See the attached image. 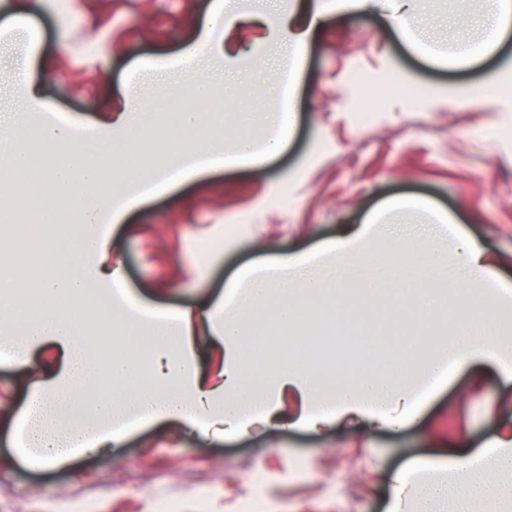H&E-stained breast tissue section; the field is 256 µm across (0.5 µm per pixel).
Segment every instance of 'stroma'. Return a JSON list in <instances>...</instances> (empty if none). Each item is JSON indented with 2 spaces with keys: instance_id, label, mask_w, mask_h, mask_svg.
Returning a JSON list of instances; mask_svg holds the SVG:
<instances>
[{
  "instance_id": "stroma-1",
  "label": "stroma",
  "mask_w": 512,
  "mask_h": 512,
  "mask_svg": "<svg viewBox=\"0 0 512 512\" xmlns=\"http://www.w3.org/2000/svg\"><path fill=\"white\" fill-rule=\"evenodd\" d=\"M0 0V20L25 9L36 33L0 30V139L24 140L39 121L87 123L125 105L130 84L158 96L161 86L209 82L223 96L239 81L229 112L292 108L294 136L265 169L228 168L195 177L126 212L113 225L112 249L125 261L127 288L151 309L194 307L224 292L230 276L256 258L309 250L357 224L379 204L429 202L504 259L512 283V91L472 99L468 88L512 77V36L498 54L471 68L436 65L451 55L449 13L480 21L487 0H419L408 21L411 48L384 10L352 13L346 0H322L326 23L292 68L287 41L272 23L296 13V0H231L241 21L232 51L183 67L180 51L203 26L211 0ZM42 80L49 111L18 109L13 82L26 58ZM146 62L135 70V62ZM288 77L290 98L272 77ZM374 108L372 123L357 113ZM212 254L209 268L194 258ZM482 386L472 390L474 375ZM30 382L0 360V512H53L58 500H99L101 512H150L153 497L175 494L195 512L208 488L212 512H234L254 473L267 476L269 512H385L386 477L406 461L440 455L448 437L479 447L512 418V383L489 366L456 375L427 403L422 418L399 430L335 427L325 438L278 423L251 426L216 441L165 426L132 430L118 446L61 468L34 471L16 440ZM307 476L297 477L296 464Z\"/></svg>"
}]
</instances>
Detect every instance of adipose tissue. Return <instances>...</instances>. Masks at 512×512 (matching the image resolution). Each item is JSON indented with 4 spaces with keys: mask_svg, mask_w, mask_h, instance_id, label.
<instances>
[{
    "mask_svg": "<svg viewBox=\"0 0 512 512\" xmlns=\"http://www.w3.org/2000/svg\"><path fill=\"white\" fill-rule=\"evenodd\" d=\"M481 26L485 33L476 42L468 31L458 32V50L448 66H471L497 53L512 34V0H491ZM227 30L224 0H213L200 33L183 51V62L193 64L212 49L214 35ZM211 93L205 82L179 90L178 136L149 138L135 130L151 126L153 114L141 95L128 91L126 110L101 120L104 126L131 131L108 154L77 142L69 122L42 125L40 142L53 152L41 179L49 190L47 200L40 202L35 219L24 224L8 206L0 207V229L20 232L16 247L42 238L61 257L56 271L39 286L35 314L17 301L13 280L0 277V319L21 330L0 338V346L23 349L16 364L26 375L32 372L27 351L39 347L45 355V371L34 383L27 409L32 421L22 461L28 468L61 467L76 455L105 451L125 437L121 423L128 419L139 427L169 423L220 440L244 434L256 420L321 431L357 418L372 428L396 429L412 422L455 373L483 364L512 382V356L505 352L512 343V284L499 279L496 256L436 210L430 213L433 234L383 238L392 215L408 207L405 199L385 202L361 224L314 250L267 256L240 267L226 282L223 299L212 306L134 315L123 264L110 258L109 239L97 227V210L86 212L76 245L59 238V231L72 223L68 203L77 196L112 191L105 171L114 155L122 158L128 178L144 173L151 155L194 156V165L176 168L153 185L149 195L156 196L208 170L263 166L286 150L295 129L290 111L278 113L262 146H255L247 125L265 115L250 112L245 128L228 145L215 147L200 134L204 125L224 124L223 113L208 109ZM392 262L410 265L412 276L401 286L413 289L410 302L421 312L433 315L455 307L461 324L453 334L435 342L421 330L395 341L403 361L396 371L323 375L310 362L313 337L301 335L290 343L287 357L278 358L272 329L297 330L301 314H317L329 291L347 300L384 292L386 283L376 278L375 270ZM103 286L115 299L112 319L129 329L128 341L144 347L149 356L166 359L165 365L147 371L126 357L106 364L102 369L124 392L120 399L94 392L92 380L102 369L92 363L77 334L89 292ZM228 305L233 308L229 314L224 311ZM206 321L212 328L204 333L200 325ZM203 346L210 350L211 363L205 375L196 370V353ZM265 362L272 363V372L253 376V368ZM489 463L501 472L512 471V422L481 447L452 446L442 457L407 463L392 477L386 512H403L407 501L415 512H468L471 500L482 493L480 486L451 482L443 474L477 471ZM430 470L439 471L440 479L416 492L417 473Z\"/></svg>",
    "mask_w": 512,
    "mask_h": 512,
    "instance_id": "ef3b65f1",
    "label": "adipose tissue"
}]
</instances>
